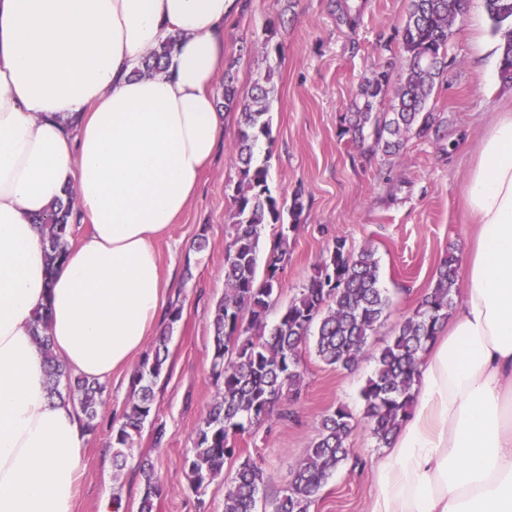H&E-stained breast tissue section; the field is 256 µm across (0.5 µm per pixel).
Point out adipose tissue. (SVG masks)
<instances>
[{
	"instance_id": "1",
	"label": "adipose tissue",
	"mask_w": 512,
	"mask_h": 512,
	"mask_svg": "<svg viewBox=\"0 0 512 512\" xmlns=\"http://www.w3.org/2000/svg\"><path fill=\"white\" fill-rule=\"evenodd\" d=\"M241 0H0V512H78L84 425L50 398L32 338L48 309L59 362L104 382L166 311L155 239L224 138L213 83ZM168 66L136 75L168 35ZM76 189L91 231L47 270L39 221ZM475 226L448 334L423 356L411 416L367 512H512V113L464 188Z\"/></svg>"
}]
</instances>
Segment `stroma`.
<instances>
[{
	"label": "stroma",
	"instance_id": "35a3bbf8",
	"mask_svg": "<svg viewBox=\"0 0 512 512\" xmlns=\"http://www.w3.org/2000/svg\"><path fill=\"white\" fill-rule=\"evenodd\" d=\"M355 27L337 25L328 0H250L247 12L224 27L226 57L237 58L238 88L249 97L264 61L275 68L270 98L272 134L261 141L269 185L284 200L302 191L306 219L289 240L281 294L268 318L276 320L312 275L333 238L349 248L372 246L380 283L390 307L370 338L369 356L351 372L328 366L306 351L307 371L294 418L259 429L237 441L266 475L256 512H273L290 473L311 447L322 416L336 404L361 416L360 391L373 374L377 353L430 286L449 248L465 251L472 226L463 192L478 144L495 113L512 108V88L498 73L500 38L494 35L482 0H469L448 43V71L430 99L445 124L438 137L410 140L396 156L363 157L342 132L343 117L367 77L391 61L383 43L397 41L409 0H361ZM280 57L266 58V47ZM238 115L224 116V142L202 176L199 191L176 224L156 242L161 272L174 282L169 301L180 302L183 318L169 342V371L154 388L158 420L166 429L155 446L144 428L122 472H115L110 423L119 418L132 391V370L106 383L99 427L88 434L83 458L79 512H99L103 500L119 495L124 512H136L141 487L140 457H151L162 489L157 512H224V480L202 495L188 487L184 457L216 387L210 375L212 319L224 296V246L237 180L232 147ZM204 250H197L198 238ZM348 461L328 480L310 512H367L374 468L382 454L366 425H358Z\"/></svg>",
	"mask_w": 512,
	"mask_h": 512
}]
</instances>
